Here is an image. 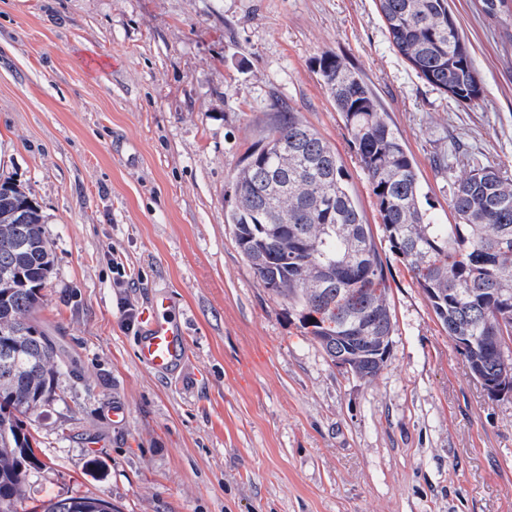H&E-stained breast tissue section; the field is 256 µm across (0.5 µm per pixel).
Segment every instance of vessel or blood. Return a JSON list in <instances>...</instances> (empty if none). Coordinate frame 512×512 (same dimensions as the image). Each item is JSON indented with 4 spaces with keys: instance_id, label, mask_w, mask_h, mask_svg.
Returning a JSON list of instances; mask_svg holds the SVG:
<instances>
[{
    "instance_id": "1",
    "label": "vessel or blood",
    "mask_w": 512,
    "mask_h": 512,
    "mask_svg": "<svg viewBox=\"0 0 512 512\" xmlns=\"http://www.w3.org/2000/svg\"><path fill=\"white\" fill-rule=\"evenodd\" d=\"M185 324L167 296H154L134 343L138 362L161 376L177 372L188 350Z\"/></svg>"
}]
</instances>
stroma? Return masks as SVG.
Instances as JSON below:
<instances>
[{
    "instance_id": "35a3bbf8",
    "label": "stroma",
    "mask_w": 512,
    "mask_h": 512,
    "mask_svg": "<svg viewBox=\"0 0 512 512\" xmlns=\"http://www.w3.org/2000/svg\"><path fill=\"white\" fill-rule=\"evenodd\" d=\"M483 83L463 107L389 45L375 0H0V175L39 206L53 273L37 321L77 360L26 421L43 467L24 509L512 512V398H488L393 253L316 72L365 76L437 223L475 164L512 175V40L448 0ZM335 148L386 270L395 322L371 382L337 368L258 282L224 211L273 106ZM190 318L173 377L140 366L154 292ZM96 467H89V460ZM42 512H112V504L101 497H67L49 501Z\"/></svg>"
}]
</instances>
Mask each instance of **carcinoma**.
Listing matches in <instances>:
<instances>
[{"instance_id": "cac0c4a2", "label": "carcinoma", "mask_w": 512, "mask_h": 512, "mask_svg": "<svg viewBox=\"0 0 512 512\" xmlns=\"http://www.w3.org/2000/svg\"><path fill=\"white\" fill-rule=\"evenodd\" d=\"M512 39V0H481ZM392 49L436 90L466 107L483 99L468 42L448 0H376ZM317 73L345 120L367 174L390 249L413 272L451 339L475 337L464 357L473 374L504 375L497 342H512V178L473 165L453 184L456 223L437 224L424 205L416 163L363 74L345 58L323 55ZM224 211L235 243L261 284L288 304L300 328L327 356L336 337L360 371L378 361L351 338L350 311L363 313L360 336H391L383 262L336 150L290 109L272 113L262 139L232 176ZM54 267L39 207L15 183L0 180V512H18L43 464L24 419L54 396V378L73 364L36 325L40 291ZM334 304L335 325L310 326V314ZM42 512H112L101 497L51 501Z\"/></svg>"}]
</instances>
